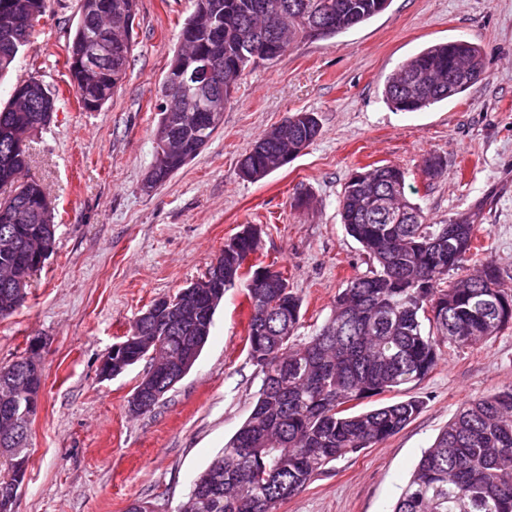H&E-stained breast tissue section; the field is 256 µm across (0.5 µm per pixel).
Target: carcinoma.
Wrapping results in <instances>:
<instances>
[{"mask_svg":"<svg viewBox=\"0 0 512 512\" xmlns=\"http://www.w3.org/2000/svg\"><path fill=\"white\" fill-rule=\"evenodd\" d=\"M45 0H0V15L21 21L18 30L0 35V76L13 67L26 46ZM391 0H194L180 37L210 57L224 73V94L237 89L248 68L273 61L297 41L333 38L384 12ZM137 0H81L68 48L70 81L82 108L95 112L112 98L125 76L133 29L124 19L136 16ZM112 39V62L86 76L73 67L84 46ZM483 75L480 48L456 39L431 45L405 61L385 84L386 103L399 112H419L464 92ZM31 96L0 109V181L11 179L12 193L0 199V317L24 301L3 279L6 273L29 277L17 260L38 236L55 245V224L46 192L25 179L27 149H16V134L35 129L42 112L55 110L54 96L32 78L15 87ZM257 140L242 158L244 176L260 180L281 168L280 134L288 148H307L320 133L314 112L288 115ZM199 112L178 113V121L158 119L155 135L181 142L158 173L165 183L196 151ZM365 189L345 184L339 200L342 223L369 255L374 268L353 278L338 295L331 316L314 335L301 339V297L288 277L272 273L274 288L244 284L250 317L247 357L262 375L257 401L223 451L194 480L178 512H277L340 458L374 447L405 428L422 410L410 398L354 408L374 397L397 392L424 379L436 366L442 345L467 348L512 326V294L500 288L502 272L490 258L474 252L475 225L432 224L405 195L406 172L379 165L356 172ZM263 229L248 233L224 250V286L233 288L245 257L261 247ZM478 262L475 273L453 281L448 275ZM131 331L152 344L128 348L130 357L177 363L193 346L190 360L177 369L187 375L207 342L187 315L174 327L138 318ZM24 380L18 363L0 365V401L16 398L12 385ZM0 409V512H13L28 466H18L19 433ZM394 512H512V385L464 403L421 458Z\"/></svg>","mask_w":512,"mask_h":512,"instance_id":"obj_1","label":"carcinoma"}]
</instances>
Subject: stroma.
I'll list each match as a JSON object with an SVG mask.
<instances>
[{
  "label": "stroma",
  "mask_w": 512,
  "mask_h": 512,
  "mask_svg": "<svg viewBox=\"0 0 512 512\" xmlns=\"http://www.w3.org/2000/svg\"><path fill=\"white\" fill-rule=\"evenodd\" d=\"M192 0H138L121 87L83 111L65 66L80 0H45L30 43L0 79V106L36 78L57 93L49 125L30 135L28 179L56 214L52 254L28 280L22 305L0 318V365L42 342L44 387L14 512H176L250 414L261 376L247 357L243 287L226 291L194 367L151 412L127 400L148 368L110 380L98 367L160 296L201 279L243 225L264 229L258 260L287 271L302 300L299 336L331 315L349 279L373 263L341 222L339 199L359 168L407 173L409 200L431 223L474 224L478 243L512 292V0H391L369 22L331 39L301 41L247 70L213 139L147 192L159 87ZM477 44L484 77L451 100L403 113L384 83L423 48ZM317 113L321 132L287 165L252 181L239 161L283 117ZM443 169L422 175L424 157ZM512 383V327L488 343L442 347L434 370L385 401L423 409L383 444L346 455L278 512H392L424 451L461 404Z\"/></svg>",
  "instance_id": "stroma-1"
}]
</instances>
